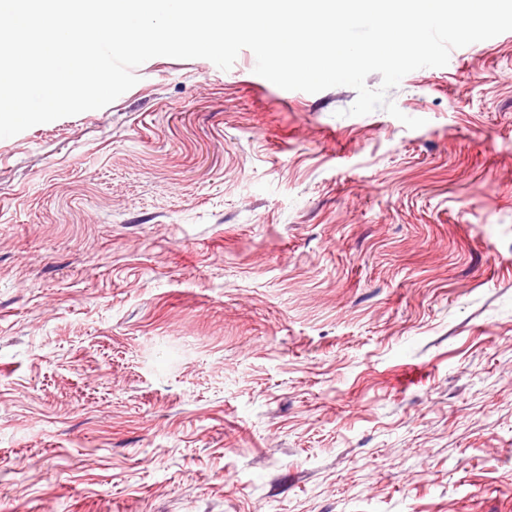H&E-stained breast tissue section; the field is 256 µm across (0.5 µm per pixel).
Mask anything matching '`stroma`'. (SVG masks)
Instances as JSON below:
<instances>
[{"label":"stroma","instance_id":"stroma-1","mask_svg":"<svg viewBox=\"0 0 512 512\" xmlns=\"http://www.w3.org/2000/svg\"><path fill=\"white\" fill-rule=\"evenodd\" d=\"M255 63L0 139V512H512V31Z\"/></svg>","mask_w":512,"mask_h":512}]
</instances>
